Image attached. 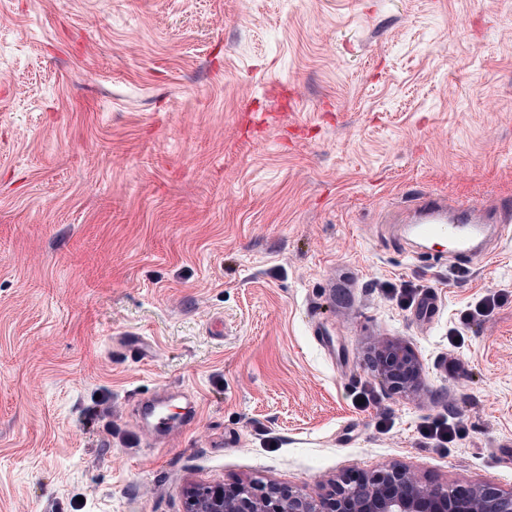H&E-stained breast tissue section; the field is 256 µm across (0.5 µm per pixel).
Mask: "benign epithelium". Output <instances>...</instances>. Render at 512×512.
<instances>
[{
  "mask_svg": "<svg viewBox=\"0 0 512 512\" xmlns=\"http://www.w3.org/2000/svg\"><path fill=\"white\" fill-rule=\"evenodd\" d=\"M371 373L394 394L417 396L424 373L415 349L402 339L369 344ZM189 512H512V489L493 483L448 486L422 479L398 462L372 470L348 469L313 497L298 486L260 479L230 485L191 486Z\"/></svg>",
  "mask_w": 512,
  "mask_h": 512,
  "instance_id": "benign-epithelium-1",
  "label": "benign epithelium"
}]
</instances>
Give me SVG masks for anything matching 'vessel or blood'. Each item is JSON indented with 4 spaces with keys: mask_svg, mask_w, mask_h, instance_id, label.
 <instances>
[{
    "mask_svg": "<svg viewBox=\"0 0 512 512\" xmlns=\"http://www.w3.org/2000/svg\"><path fill=\"white\" fill-rule=\"evenodd\" d=\"M401 221L410 225L414 236L447 243L449 260L473 264L489 256L482 246L487 227L511 224L512 207L501 204L486 208L424 193L414 199Z\"/></svg>",
    "mask_w": 512,
    "mask_h": 512,
    "instance_id": "b4317fda",
    "label": "vessel or blood"
}]
</instances>
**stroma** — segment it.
I'll return each instance as SVG.
<instances>
[{
    "label": "stroma",
    "mask_w": 512,
    "mask_h": 512,
    "mask_svg": "<svg viewBox=\"0 0 512 512\" xmlns=\"http://www.w3.org/2000/svg\"><path fill=\"white\" fill-rule=\"evenodd\" d=\"M424 192L512 205V0H0V512L389 462L511 488L512 236L395 241ZM391 338L418 396L365 364ZM160 396L194 421L148 433ZM371 373L394 394L417 396L424 387V373L415 349L403 339H378L367 347ZM460 430L458 423H450L448 419L435 420L421 429V435L429 444L444 447L454 441Z\"/></svg>",
    "instance_id": "35a3bbf8"
}]
</instances>
